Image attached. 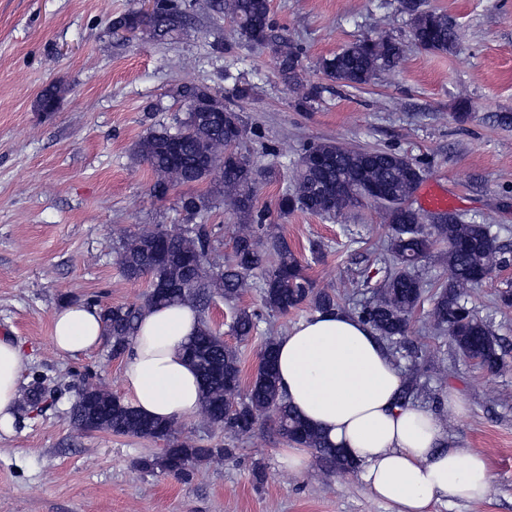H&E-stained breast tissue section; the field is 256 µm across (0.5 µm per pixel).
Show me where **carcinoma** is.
<instances>
[{"instance_id":"cac0c4a2","label":"carcinoma","mask_w":512,"mask_h":512,"mask_svg":"<svg viewBox=\"0 0 512 512\" xmlns=\"http://www.w3.org/2000/svg\"><path fill=\"white\" fill-rule=\"evenodd\" d=\"M399 9L408 16L413 39L424 50L450 53L455 49L457 32L448 15L424 8V0H399ZM196 13L216 19L230 16L241 38L270 49L285 84L294 89L302 86L301 48L276 33L270 0H155L150 11L132 10L115 17L112 30L128 31L132 38L146 32L160 41L170 40L187 29ZM402 55V43L386 36L370 37L323 59L321 68L330 81L357 88L377 72L397 67ZM59 93L56 86L44 88L37 99L39 109L54 111ZM178 95L187 104L184 118L176 120L173 127L154 130L140 139L135 154L154 173L151 192L157 197L166 196L176 186L210 182L208 192L181 197V209L194 220L212 209L213 199L222 198L239 222L232 257L225 264L212 258L214 234L208 224H193L182 232L156 225L127 234L118 250L123 276L160 280L168 283L169 289L163 295L149 290L142 302L108 306L101 309V315L112 357L123 358L146 308L186 304L199 313L198 330L186 353L202 387L205 424L223 432L225 441L208 446L184 439L174 422L141 414L87 377L72 385L71 420L83 428L85 413L94 405L101 428L112 434L162 441L164 448L140 457L136 464L143 471L162 472L183 483L190 482L204 462L234 455L236 441L251 434L260 418L270 415L278 434L289 444L312 450L332 470H351L355 464L342 449L328 446L288 404L278 384L276 342L266 341L246 394L240 395L241 359L208 318L215 298L231 301L247 288H259L260 307H236L232 312L230 331L240 342L253 336L265 313L286 315L304 306L315 312L334 310L341 308L342 298L334 290L318 288L284 236L266 234L270 211L258 208V190L263 182L277 179L279 173L273 167L256 168L237 151L247 136L241 114L224 105L220 96L211 95L204 85H183ZM311 150L324 155L321 167L308 164ZM364 179L381 185L388 194L378 205L389 227L387 250L398 268L387 273L382 286L371 291L368 300L358 303V316L380 339L404 351L413 373H419L425 363V345L411 336L410 319L425 293V284L414 269L435 245L443 244L449 276L433 292V326L463 357L479 359L490 373L501 371L505 360L500 339L462 299L463 289L479 285L482 277L491 275L487 254L498 252L496 236L490 226L466 222L455 214L446 224L423 223L421 214L408 206L422 180L421 168L408 157L385 149H351L332 142L311 144L299 156L293 188L279 196L277 211L281 216L302 210L337 217L364 202L360 195ZM157 239L169 260L154 266L146 253ZM194 256L201 260L192 267L187 260ZM500 259L506 266L512 262L504 252ZM255 274L260 275L256 283L250 280ZM50 396L44 378L37 376L25 392L23 405L37 410Z\"/></svg>"}]
</instances>
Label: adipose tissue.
<instances>
[{"mask_svg": "<svg viewBox=\"0 0 512 512\" xmlns=\"http://www.w3.org/2000/svg\"><path fill=\"white\" fill-rule=\"evenodd\" d=\"M197 327L184 306L144 313L123 370L132 406L159 419L195 415L202 394L184 347ZM104 339L96 306H65L52 314L50 341L60 353L86 354ZM280 385L290 405L358 463L376 500L395 512H433L435 506L477 503L491 493L485 457L447 445L436 413L402 404L404 378L374 330L343 310L314 313L277 345ZM27 358L0 337V432L11 434Z\"/></svg>", "mask_w": 512, "mask_h": 512, "instance_id": "obj_1", "label": "adipose tissue"}]
</instances>
